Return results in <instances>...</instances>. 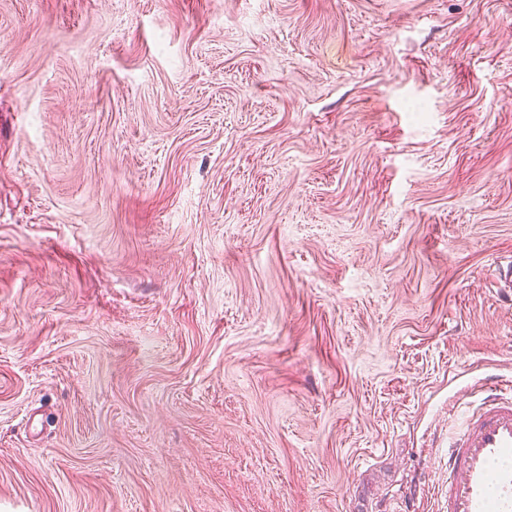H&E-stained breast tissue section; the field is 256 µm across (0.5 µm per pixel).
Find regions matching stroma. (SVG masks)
Listing matches in <instances>:
<instances>
[{
  "label": "stroma",
  "mask_w": 512,
  "mask_h": 512,
  "mask_svg": "<svg viewBox=\"0 0 512 512\" xmlns=\"http://www.w3.org/2000/svg\"><path fill=\"white\" fill-rule=\"evenodd\" d=\"M510 263L512 0H0V512H441Z\"/></svg>",
  "instance_id": "1"
}]
</instances>
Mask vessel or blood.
Returning <instances> with one entry per match:
<instances>
[{"label":"vessel or blood","mask_w":512,"mask_h":512,"mask_svg":"<svg viewBox=\"0 0 512 512\" xmlns=\"http://www.w3.org/2000/svg\"><path fill=\"white\" fill-rule=\"evenodd\" d=\"M445 452L443 512H512V383L488 376Z\"/></svg>","instance_id":"obj_1"}]
</instances>
